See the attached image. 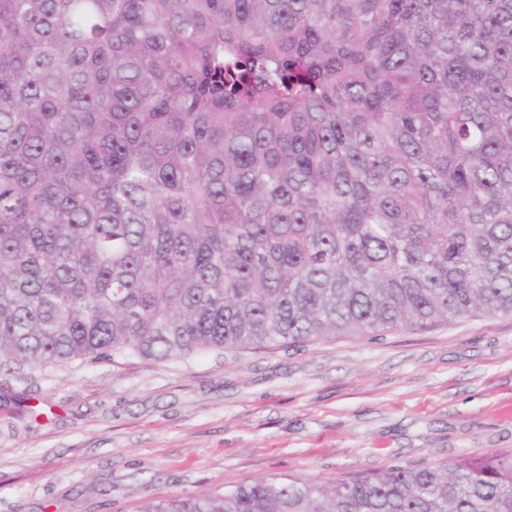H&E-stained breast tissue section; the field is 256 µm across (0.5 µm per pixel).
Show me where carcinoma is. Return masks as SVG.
<instances>
[{
  "instance_id": "obj_1",
  "label": "carcinoma",
  "mask_w": 512,
  "mask_h": 512,
  "mask_svg": "<svg viewBox=\"0 0 512 512\" xmlns=\"http://www.w3.org/2000/svg\"><path fill=\"white\" fill-rule=\"evenodd\" d=\"M512 315V0H0V364ZM142 512H512V450Z\"/></svg>"
}]
</instances>
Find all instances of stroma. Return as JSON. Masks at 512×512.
Masks as SVG:
<instances>
[{
	"label": "stroma",
	"mask_w": 512,
	"mask_h": 512,
	"mask_svg": "<svg viewBox=\"0 0 512 512\" xmlns=\"http://www.w3.org/2000/svg\"><path fill=\"white\" fill-rule=\"evenodd\" d=\"M512 448V316L185 360L0 370V512H142Z\"/></svg>",
	"instance_id": "35a3bbf8"
}]
</instances>
